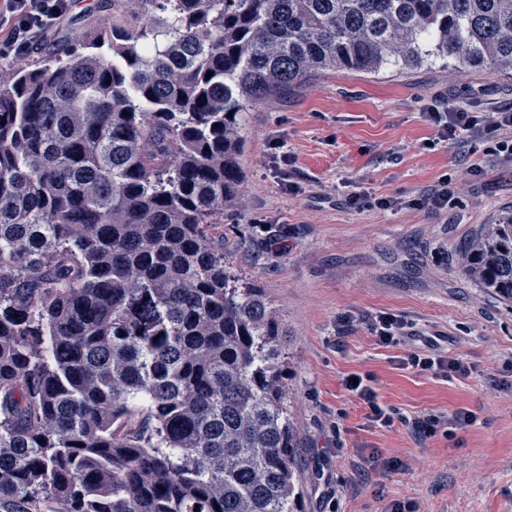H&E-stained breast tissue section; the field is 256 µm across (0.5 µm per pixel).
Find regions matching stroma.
Returning a JSON list of instances; mask_svg holds the SVG:
<instances>
[{"mask_svg": "<svg viewBox=\"0 0 512 512\" xmlns=\"http://www.w3.org/2000/svg\"><path fill=\"white\" fill-rule=\"evenodd\" d=\"M512 108V76L441 64L374 75L319 71L288 94L248 108L240 205L224 212L227 258L244 283L278 311L288 354L287 403L299 429L303 512H512V306L472 281L457 258L487 224L512 208V168L473 177L482 146H437L422 112L441 99ZM295 156L282 175L270 144ZM460 203L425 209H350L367 189L410 199L442 175ZM303 191L286 194L283 181ZM284 240L282 252L270 250ZM402 316L414 338L377 342L364 316ZM353 324L340 330L339 319ZM463 362L467 374L401 368L425 340ZM368 373L382 405L400 419L374 427L345 391ZM471 412L470 425L417 438L411 419Z\"/></svg>", "mask_w": 512, "mask_h": 512, "instance_id": "obj_1", "label": "stroma"}]
</instances>
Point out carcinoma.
<instances>
[{
	"label": "carcinoma",
	"instance_id": "cac0c4a2",
	"mask_svg": "<svg viewBox=\"0 0 512 512\" xmlns=\"http://www.w3.org/2000/svg\"><path fill=\"white\" fill-rule=\"evenodd\" d=\"M70 42L0 68V512H303L279 317L224 257L244 111L512 72V0H111ZM459 265L512 302V215Z\"/></svg>",
	"mask_w": 512,
	"mask_h": 512
}]
</instances>
